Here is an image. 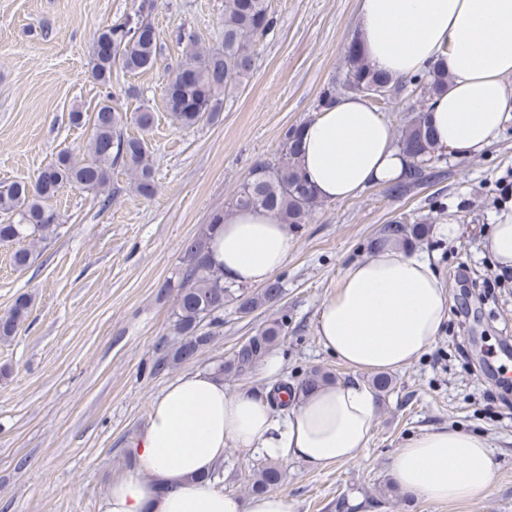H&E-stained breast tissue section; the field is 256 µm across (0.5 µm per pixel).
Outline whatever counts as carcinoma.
<instances>
[{
    "label": "carcinoma",
    "mask_w": 512,
    "mask_h": 512,
    "mask_svg": "<svg viewBox=\"0 0 512 512\" xmlns=\"http://www.w3.org/2000/svg\"><path fill=\"white\" fill-rule=\"evenodd\" d=\"M154 0H141L132 16L102 28L92 43L91 74L103 84L112 80V69L139 73L154 67L158 60L159 34L146 15ZM276 24L269 0H224V37L216 45L203 46L187 38L186 50L169 71L165 108L173 124L191 127L210 120L221 110L222 98L229 97L255 64L256 47ZM345 75L341 84L323 88L317 109L329 106L338 94L347 92L366 97L377 105L398 100L410 84L419 89L416 106L399 130L396 145L409 159L404 179L391 193L404 195L436 176L429 166L440 161L443 150L436 144L431 123L432 101L448 91L451 76L443 60L431 64L423 76L401 82L373 68L357 41H352L345 56ZM126 117L107 102L90 117L91 132L83 153L64 151L40 173L33 183L0 185V212L15 214L17 221L0 224V242L8 243L29 236L41 239L53 234L58 215L51 201L65 186H76L104 196L102 208L112 202L109 189L112 166L118 163L133 175L137 191L146 197L155 192L150 150L143 137L123 133ZM300 126L284 132L273 157L257 160L247 178L230 199L234 210H263L277 221L295 228L309 222L320 199L306 181L299 161ZM215 225L208 224L185 247L180 279L175 288L173 322L175 333L187 338L176 342L159 361L177 366L195 360L222 326L219 314L224 305L234 303L237 311L249 315L261 307H271L285 293L280 279L269 282L257 293L226 284L224 273L210 262V244ZM426 219L413 221L399 217L383 225L373 240L375 247H409L428 235ZM32 298L19 295L0 316V341L14 338L28 316ZM288 334V320L275 318L264 323L242 344L231 360L214 368L217 376L235 377L258 362L281 338ZM336 381L330 370L313 367L306 372L297 393ZM283 477L280 464L268 460L255 471L247 484L248 492L261 494L278 485Z\"/></svg>",
    "instance_id": "obj_1"
}]
</instances>
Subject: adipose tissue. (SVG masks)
I'll list each match as a JSON object with an SVG mask.
<instances>
[{
	"mask_svg": "<svg viewBox=\"0 0 512 512\" xmlns=\"http://www.w3.org/2000/svg\"><path fill=\"white\" fill-rule=\"evenodd\" d=\"M356 28L370 63L394 77L444 58L452 83L432 111L442 149L480 153L512 121V0H359ZM299 159L324 201L398 182L407 167L392 127L357 95L303 124ZM293 245L291 229L271 214L232 210L214 230L210 261L231 282L263 284L285 267ZM448 305L428 258L383 247L346 268L315 332L353 370L394 371L433 347ZM376 413L374 393L356 381L297 396L281 418L264 395L228 392L210 372L183 374L154 400L132 450L139 468L106 487L102 512H290L279 493L240 498L207 475L228 448L315 470L346 462L367 447ZM390 468L404 493L434 503L483 498L495 474L486 440L448 427L409 438Z\"/></svg>",
	"mask_w": 512,
	"mask_h": 512,
	"instance_id": "adipose-tissue-1",
	"label": "adipose tissue"
}]
</instances>
